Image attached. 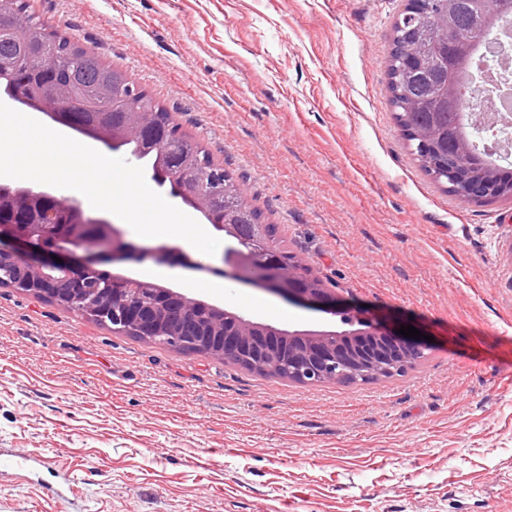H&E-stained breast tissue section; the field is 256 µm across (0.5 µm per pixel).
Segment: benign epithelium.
<instances>
[{
  "label": "benign epithelium",
  "instance_id": "1",
  "mask_svg": "<svg viewBox=\"0 0 512 512\" xmlns=\"http://www.w3.org/2000/svg\"><path fill=\"white\" fill-rule=\"evenodd\" d=\"M18 107L35 108L52 121H63L58 102L24 97L11 87L0 88V98ZM147 121L139 119L112 132L99 125H75L85 138L111 146L127 161L142 165L136 147ZM462 143L467 136L489 130L504 134L512 129V114L488 119L476 113L459 114ZM448 182L465 187L463 201L478 203L489 198H512V186L501 185L472 170L466 152L455 151ZM52 198L72 216V223L52 236L42 224L0 222V288H13L57 303L114 333L161 344L182 352L221 358L244 369L275 374L304 385L327 382L365 383L370 379L396 376L417 367L427 356L429 345L422 339L404 337L381 322L358 321L351 330H283L267 328L237 312L191 297L177 288L151 285L155 297H141L137 279L99 269L101 265H180L192 270L203 266L175 245H143L104 216L86 214L76 200L57 197L50 187H25L14 195L0 196V210L17 205L35 206ZM183 202L202 217L211 216L215 194L191 187ZM232 242L241 238V225L227 215L214 226ZM61 262H56V259ZM224 277L260 287L288 302L309 310L337 315L344 310L342 297L322 286L313 273L294 263H284L279 254L260 260L230 247L222 258Z\"/></svg>",
  "mask_w": 512,
  "mask_h": 512
}]
</instances>
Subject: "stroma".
<instances>
[{
    "label": "stroma",
    "mask_w": 512,
    "mask_h": 512,
    "mask_svg": "<svg viewBox=\"0 0 512 512\" xmlns=\"http://www.w3.org/2000/svg\"><path fill=\"white\" fill-rule=\"evenodd\" d=\"M232 173L361 317L433 342L408 373L306 386L0 288V512H512V199L466 203L389 103L407 0H29ZM201 270L134 276L280 329L341 328Z\"/></svg>",
    "instance_id": "stroma-1"
}]
</instances>
